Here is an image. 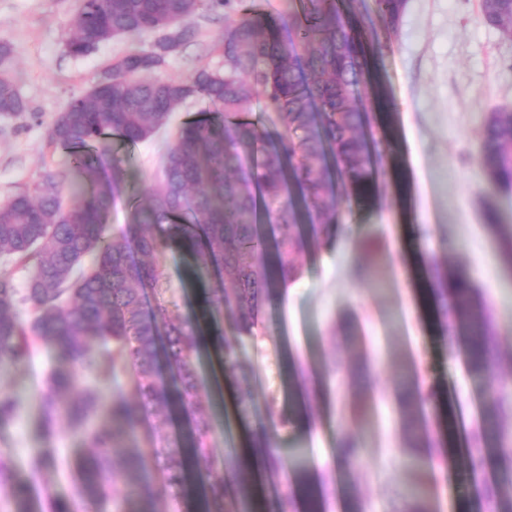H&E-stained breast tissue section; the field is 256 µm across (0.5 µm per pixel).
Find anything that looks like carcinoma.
Returning a JSON list of instances; mask_svg holds the SVG:
<instances>
[{
    "instance_id": "carcinoma-1",
    "label": "carcinoma",
    "mask_w": 512,
    "mask_h": 512,
    "mask_svg": "<svg viewBox=\"0 0 512 512\" xmlns=\"http://www.w3.org/2000/svg\"><path fill=\"white\" fill-rule=\"evenodd\" d=\"M408 0H374L377 17L396 30ZM202 11L224 13L215 41L223 67H198L186 78L162 74L163 25L184 44L197 36ZM480 17L512 38V0H480ZM156 36L153 49L132 51L110 63L101 80L73 98L49 131L51 145L72 151V163L90 184L76 191L66 173H48L33 188L0 204V257L25 275L19 291L9 273L0 274V364L29 360L36 347L57 351V365L40 397L42 429L49 433L64 409L71 426L84 433L93 451L75 464L72 498H54L50 512H76L77 501H107V486L120 482L126 494L113 512H143L142 451L130 447L127 429L137 411L165 421L178 405L192 418L190 453L208 470L200 512H224V475L212 453L211 422L200 397L196 364L204 350L225 353L233 369L236 350L254 336L260 306L283 283L300 274L299 256L309 225L317 239L341 221L327 158H333L351 193L365 194L373 162L363 137V104L355 94L369 68L367 50L347 25L337 0H303L299 11L267 17L247 0H75L69 54L81 56L117 37ZM276 113L274 136L244 119L256 97ZM205 98L213 108L205 119L181 125L162 156L161 176L130 214L127 228L110 233L112 200L129 173L121 161L96 150L115 135L137 144L165 126L180 104ZM26 109L12 77L0 75V115ZM476 158L486 183L512 189V110L483 115ZM279 233L267 244L260 225ZM174 246L193 259L190 282L205 288L201 322L177 320L166 303L143 311V288L165 277L159 257ZM448 301V274L435 298L452 304L467 364L492 371L502 362L501 342L469 279L456 273ZM27 310L22 321L17 307ZM230 317L235 334L224 335ZM165 341L171 384L159 380L158 343ZM112 346V378L133 371L137 404L107 395L95 385L79 387L76 366L93 364V346ZM19 400L0 394V428L17 416ZM512 402L487 393L481 426L467 437L470 470L492 472L484 483L489 512H512V449L503 428ZM443 447L408 422L401 449H429V462ZM163 472L178 493L186 475L177 448L167 449ZM43 452L32 473L55 469ZM12 466L0 459V490L13 512H30L27 487L13 482Z\"/></svg>"
}]
</instances>
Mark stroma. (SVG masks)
Returning a JSON list of instances; mask_svg holds the SVG:
<instances>
[{
    "instance_id": "1",
    "label": "stroma",
    "mask_w": 512,
    "mask_h": 512,
    "mask_svg": "<svg viewBox=\"0 0 512 512\" xmlns=\"http://www.w3.org/2000/svg\"><path fill=\"white\" fill-rule=\"evenodd\" d=\"M348 12L360 19L359 32L377 59L361 76L359 91L371 109L366 135L384 143L372 189L355 197L340 193L342 221L355 225L342 248L313 242L300 255L302 273L293 292L266 301L254 338L238 349L235 379H226L216 356L198 367L205 399L229 401L239 384L253 397L250 424L265 429L267 406L275 404L285 421L276 429L288 469L291 449L307 453L308 473L317 488L321 512H405L402 498L415 470L403 457L402 430L409 416L423 420L432 438L447 428L469 431L486 406L489 385L512 399V359L496 376L470 371L457 336L448 333L430 305H406L405 283L416 275L437 278L444 270L463 271L479 288L505 347L512 350V263L503 256V238H512V191L489 186L475 158L482 115L512 107V40L479 18V0H409L394 34H386L372 11V0H352ZM73 0H0V43L11 46L8 70L26 101V112L0 117V203L63 166L65 150L50 146L49 130L70 100L84 93L112 61L128 51L153 45L154 36L115 38L74 56ZM199 35L169 58L166 75L189 76L197 66L219 64L212 46L224 26L220 15L198 16ZM204 98L188 100L173 112L167 127L114 153L130 176L116 197L107 223L127 224L132 207L157 177L161 155L177 127L208 110ZM494 216L496 230L486 226ZM162 293L176 317L200 313L203 292L184 287L189 261L169 250ZM148 291V298H155ZM57 362L49 346L25 363L0 367V393L19 398L16 420L0 430V457L12 463L17 482L32 486L33 512H48L51 497L74 495L69 463L89 451L68 420L53 433L40 428L39 396ZM366 366L367 385H355L350 370ZM408 371L431 400L411 409L401 405L396 381ZM307 419L300 428L299 419ZM211 442L217 457L238 483L257 485L263 512H278L289 496L288 512H308L302 489L286 486L269 472L252 474L237 453L242 425L229 409L212 410ZM359 438L361 452L350 464L334 458L344 430ZM169 444L189 442V422L178 413L162 423L139 413L133 438L143 453L146 498L143 512H198L203 466L187 462L184 494L167 487L153 453L157 434ZM41 451L55 455L59 467L32 476L30 462ZM437 512H487L473 495L460 445L442 453L427 473Z\"/></svg>"
}]
</instances>
